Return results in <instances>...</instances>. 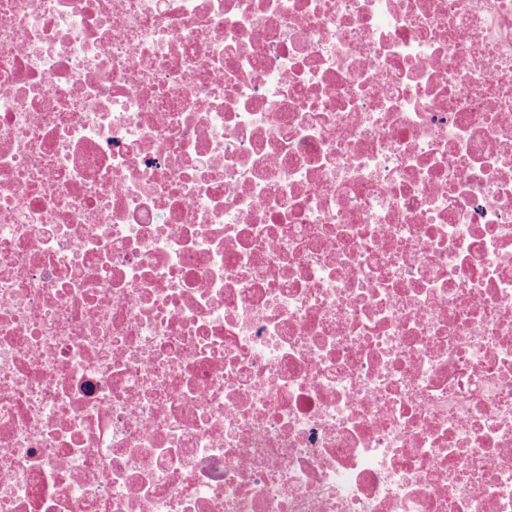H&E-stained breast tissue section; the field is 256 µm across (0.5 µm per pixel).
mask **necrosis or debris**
<instances>
[{
	"mask_svg": "<svg viewBox=\"0 0 512 512\" xmlns=\"http://www.w3.org/2000/svg\"><path fill=\"white\" fill-rule=\"evenodd\" d=\"M0 512H512V0H0Z\"/></svg>",
	"mask_w": 512,
	"mask_h": 512,
	"instance_id": "necrosis-or-debris-1",
	"label": "necrosis or debris"
}]
</instances>
